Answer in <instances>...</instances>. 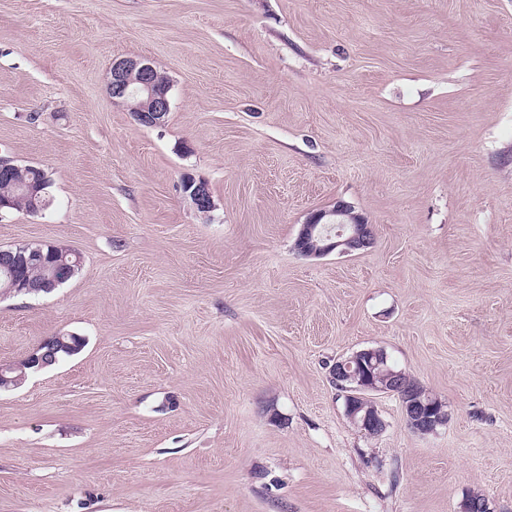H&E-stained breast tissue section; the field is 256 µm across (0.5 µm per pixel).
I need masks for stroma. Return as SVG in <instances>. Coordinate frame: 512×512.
<instances>
[{"label": "stroma", "mask_w": 512, "mask_h": 512, "mask_svg": "<svg viewBox=\"0 0 512 512\" xmlns=\"http://www.w3.org/2000/svg\"><path fill=\"white\" fill-rule=\"evenodd\" d=\"M123 57L162 124L109 96ZM0 156L53 200L0 247L82 257L0 294V365L86 340L0 389V512H512V0H0ZM339 200L373 245L299 255ZM366 348L447 425L376 393L356 428L329 367ZM156 68L150 62L133 58L114 60L110 68L107 85L113 101L125 102L131 95L146 97L141 107L134 112L135 120L140 124H161L171 108L169 92L171 86H160L156 82ZM137 95L127 100L137 107L141 97ZM183 180L182 191L185 198L199 214L208 215L215 205L207 184L190 177H185Z\"/></svg>", "instance_id": "obj_1"}]
</instances>
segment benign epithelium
Instances as JSON below:
<instances>
[{
  "instance_id": "obj_1",
  "label": "benign epithelium",
  "mask_w": 512,
  "mask_h": 512,
  "mask_svg": "<svg viewBox=\"0 0 512 512\" xmlns=\"http://www.w3.org/2000/svg\"><path fill=\"white\" fill-rule=\"evenodd\" d=\"M170 89L169 85L157 84L156 68L145 60L121 58L112 62L108 93L112 100L122 103L131 95L146 97L134 112L135 120L141 124L157 125L165 120L171 108ZM49 185L45 179L18 184L19 193L29 202L30 214L38 215L49 207ZM182 191L199 214L206 216L214 209L206 183L186 177ZM372 240L371 225L341 201L331 210L311 213L300 227L294 248L303 256L318 258L335 251L340 254L360 251L369 247ZM330 376L344 396L347 418L362 431L380 433L385 428L378 410L368 398L370 392L397 396L407 425L416 433L431 434L446 423L445 405L437 397L422 399L401 393L399 373L388 366V356L382 349L368 348L337 360Z\"/></svg>"
}]
</instances>
